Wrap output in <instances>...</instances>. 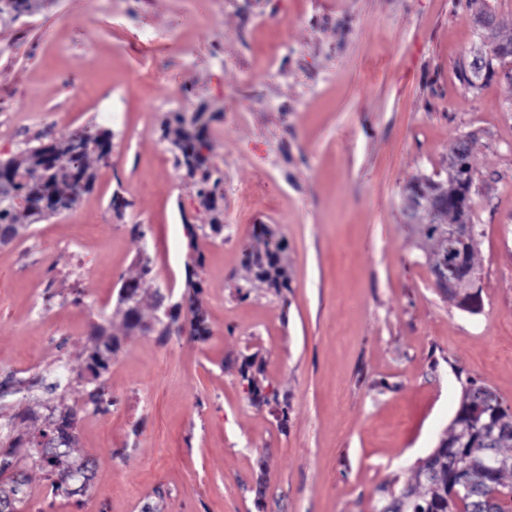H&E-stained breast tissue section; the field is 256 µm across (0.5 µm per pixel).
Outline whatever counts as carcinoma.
Masks as SVG:
<instances>
[{
  "label": "carcinoma",
  "mask_w": 512,
  "mask_h": 512,
  "mask_svg": "<svg viewBox=\"0 0 512 512\" xmlns=\"http://www.w3.org/2000/svg\"><path fill=\"white\" fill-rule=\"evenodd\" d=\"M215 118L214 112L201 111L191 116L169 112L162 123V137L171 142L176 165L196 187L197 199L209 213L206 224H184L189 246L195 252L193 265L187 267L185 278L187 306L191 313L190 335L195 338L210 333L206 317L197 305L203 292V282L197 274V268L203 265V254L197 241L200 238L224 239V196H216L222 176L212 154L209 133V124ZM114 137V132L108 128L95 132L71 131L47 143L38 137L36 144L26 143L23 150L7 159L0 172L14 196L0 191V229L12 233L4 245L11 244L22 228L74 210L84 196L94 190L97 165L108 161L99 151L100 143L110 142ZM469 156L470 148L460 151L445 189L446 206L438 217L440 223L426 225L425 236L437 243L436 258L455 250L463 255L464 267L474 270L478 242H454L444 234L445 225L441 224L444 219L455 222L464 216L457 211L456 199L459 192L472 188ZM16 196L25 198L28 205L18 206L14 201ZM285 251L283 240L270 228H264L258 248L243 259L252 287L272 289L278 295L289 288L290 274L283 260ZM136 264L139 276L123 281L118 292L117 314L128 333L154 322V317L143 313L142 280L151 272L149 257L137 255ZM448 299L471 313L481 309V304L474 302L464 289L449 292ZM90 336L93 344L85 350L84 366L77 377L89 386L87 403L97 411L105 396L102 377L110 367L112 354L119 350L121 340L112 333L109 321L93 325ZM72 417L74 413L69 409L28 439L13 435L9 424H4L8 428L4 435L7 447L27 444L32 466L52 477L53 490L67 497L74 495L67 479L76 461ZM50 430L66 439L60 454L52 455L47 448H37V439ZM482 458L488 464L494 458L512 461V408L503 405L485 383L468 376L462 382L456 416L439 447L416 464L415 479L390 491L381 512H485L488 499L493 495L500 501L497 505L500 512H512V466L490 467L478 473L474 465Z\"/></svg>",
  "instance_id": "obj_1"
}]
</instances>
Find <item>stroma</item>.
I'll use <instances>...</instances> for the list:
<instances>
[{"label":"stroma","mask_w":512,"mask_h":512,"mask_svg":"<svg viewBox=\"0 0 512 512\" xmlns=\"http://www.w3.org/2000/svg\"><path fill=\"white\" fill-rule=\"evenodd\" d=\"M473 14L468 0H34L0 18V159L45 132L115 134L76 209L0 246V406L21 435L75 407L94 468L68 498L26 449L0 447L25 470L28 512H377L383 486L437 448L458 373L512 407V80L463 81L482 45ZM202 104L224 173V239L198 247L210 334L123 336L96 412L75 374L137 253L147 288L182 299L196 188L161 123ZM461 139L478 314L436 287L407 209L412 187L446 183ZM258 224L287 241L285 297L245 285ZM249 360L286 408L248 392ZM66 368L55 392L16 388Z\"/></svg>","instance_id":"35a3bbf8"}]
</instances>
